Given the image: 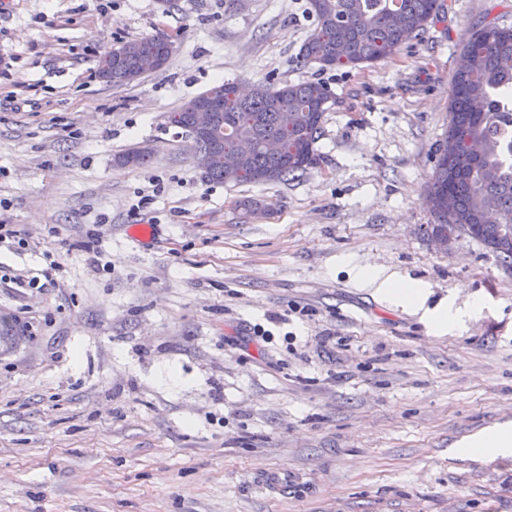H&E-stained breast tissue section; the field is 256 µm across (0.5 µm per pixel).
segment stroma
Segmentation results:
<instances>
[{
	"label": "stroma",
	"instance_id": "35a3bbf8",
	"mask_svg": "<svg viewBox=\"0 0 512 512\" xmlns=\"http://www.w3.org/2000/svg\"><path fill=\"white\" fill-rule=\"evenodd\" d=\"M493 21L512 0H445L394 55L321 71L294 62L306 0H0V224L28 242L0 247V512H512V452L453 450L512 426V268L425 232L462 45ZM158 33L164 70L97 78ZM224 80L325 83L317 165L208 180L169 117ZM365 261L481 309L434 334ZM119 43V45L108 48L112 57L103 55L98 64V76L103 72L106 77L102 81L112 85H126L135 81L136 79L133 80L131 75L138 70L139 63L145 57H154L161 60L163 67L160 71H162L174 51L173 42L163 34ZM159 68L160 64L157 60L143 59L136 77L156 72Z\"/></svg>",
	"mask_w": 512,
	"mask_h": 512
}]
</instances>
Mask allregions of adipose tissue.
<instances>
[{
	"mask_svg": "<svg viewBox=\"0 0 512 512\" xmlns=\"http://www.w3.org/2000/svg\"><path fill=\"white\" fill-rule=\"evenodd\" d=\"M358 276L365 285L375 288L380 296L392 304L421 312L423 320L436 333L447 332L449 327L464 323L475 313L474 308H460L451 302L426 308L429 290L424 283L396 278L368 261L359 265Z\"/></svg>",
	"mask_w": 512,
	"mask_h": 512,
	"instance_id": "obj_1",
	"label": "adipose tissue"
}]
</instances>
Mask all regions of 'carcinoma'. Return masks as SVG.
I'll list each match as a JSON object with an SVG mask.
<instances>
[{"label": "carcinoma", "mask_w": 512, "mask_h": 512, "mask_svg": "<svg viewBox=\"0 0 512 512\" xmlns=\"http://www.w3.org/2000/svg\"><path fill=\"white\" fill-rule=\"evenodd\" d=\"M440 8V0H307L315 27L295 63L321 70L371 65L420 35ZM173 51L163 34L122 42L112 47V56L101 57L97 73L105 74L107 83L126 85L143 58L165 65ZM462 53L463 64L452 79L448 130L435 151L427 186L434 218L430 229L446 235L448 225L467 224L472 240L512 267V28L483 26L465 41ZM214 96L221 111L197 142L208 179L281 182L317 165L315 144L332 99L326 84L257 83L243 93L226 81L193 97L170 116V124L186 133L193 130L195 110ZM242 140L250 141V151L229 169L224 157ZM270 140L280 142L279 153L267 151ZM470 141L478 143V153L466 149ZM150 158L148 150L137 148L118 161L143 165Z\"/></svg>", "instance_id": "1"}]
</instances>
